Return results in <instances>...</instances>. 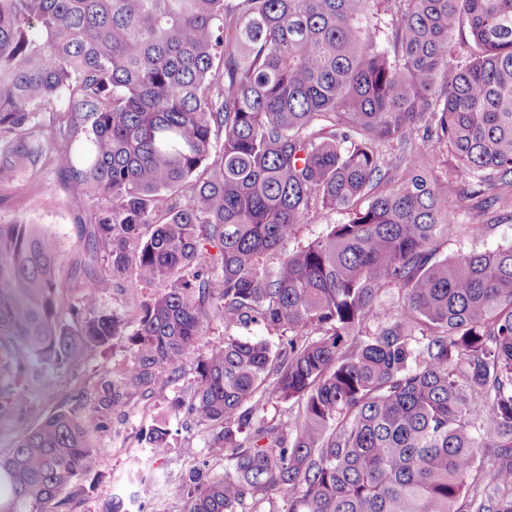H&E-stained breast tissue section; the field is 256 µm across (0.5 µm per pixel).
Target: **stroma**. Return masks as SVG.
Wrapping results in <instances>:
<instances>
[{"mask_svg": "<svg viewBox=\"0 0 512 512\" xmlns=\"http://www.w3.org/2000/svg\"><path fill=\"white\" fill-rule=\"evenodd\" d=\"M19 198L27 203V219L55 239L64 264L81 258L85 227L76 217L88 204L75 188L64 186L50 169L34 178L18 174L0 183V220L14 218V202ZM454 222L456 229L441 243L440 256L512 244L511 203L487 211L477 200L466 197ZM476 224L484 225L482 234H473ZM130 361L126 342L118 341L105 354L74 369L31 362L19 379L28 394L26 410L10 412L5 397H0V455L8 454L25 431L70 403L74 394L94 397L101 379H118ZM195 367L194 360H187L175 382L129 397L105 428L92 433L94 460L70 495L69 512H104L111 492L122 495L129 512H182V472L197 469L210 478L223 476V460L208 452L207 432L189 421L181 406L195 384ZM48 384L53 393L45 392ZM161 420L166 421L169 441L176 450L168 458L153 456L144 441L145 433Z\"/></svg>", "mask_w": 512, "mask_h": 512, "instance_id": "1", "label": "stroma"}]
</instances>
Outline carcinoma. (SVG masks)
Segmentation results:
<instances>
[{
	"instance_id": "cac0c4a2",
	"label": "carcinoma",
	"mask_w": 512,
	"mask_h": 512,
	"mask_svg": "<svg viewBox=\"0 0 512 512\" xmlns=\"http://www.w3.org/2000/svg\"><path fill=\"white\" fill-rule=\"evenodd\" d=\"M419 130L470 197L512 201V0H0V182L49 167L91 206L77 303L24 206L0 222V382L21 412L29 360L131 354L88 411L0 455V512H58L91 433L191 357L187 413L230 470L189 471L184 512H512V246L438 255L462 197L423 171ZM313 210L346 220L267 271ZM101 252L167 285L130 332L99 305ZM213 321L224 344L200 353ZM248 324L278 344L232 334ZM167 436L144 440L166 457Z\"/></svg>"
}]
</instances>
